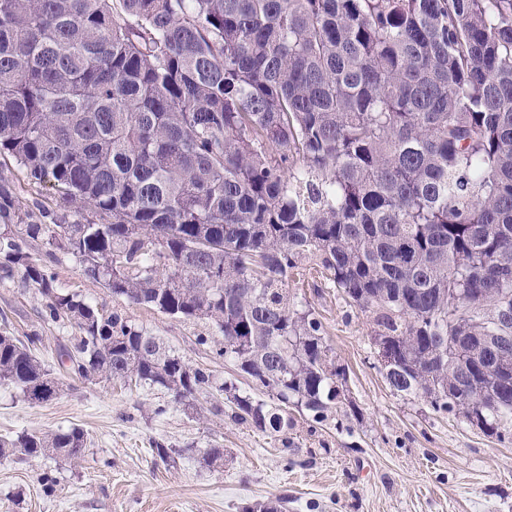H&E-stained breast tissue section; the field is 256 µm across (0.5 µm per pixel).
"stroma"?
<instances>
[{
  "label": "stroma",
  "mask_w": 512,
  "mask_h": 512,
  "mask_svg": "<svg viewBox=\"0 0 512 512\" xmlns=\"http://www.w3.org/2000/svg\"><path fill=\"white\" fill-rule=\"evenodd\" d=\"M1 178L14 187L23 222L98 219L88 209L65 214L58 195L30 184L6 155ZM28 251L57 288L163 338L189 365L234 383L238 394L269 401L265 389L216 355L222 337L208 321L178 320L113 296L58 241H34ZM288 290L320 318L336 365L347 373L346 402L322 424L294 413L291 429L271 435L236 422L223 395L190 408L158 388L65 377L58 353L74 326L46 320L37 290L0 271V331L38 337V356L64 380L43 404L0 386V436L76 426L88 438L77 461L21 452L0 458V512H247L280 498L285 512H512V443L437 415L423 399L393 394L371 343L378 331L372 315L327 281L292 275ZM202 336L208 344H199ZM158 442L176 449V458H160ZM214 445L224 459L210 465L204 453Z\"/></svg>",
  "instance_id": "stroma-1"
}]
</instances>
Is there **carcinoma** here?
Listing matches in <instances>:
<instances>
[{"mask_svg": "<svg viewBox=\"0 0 512 512\" xmlns=\"http://www.w3.org/2000/svg\"><path fill=\"white\" fill-rule=\"evenodd\" d=\"M103 222L68 240L112 295L207 320L218 356L278 405L232 395L261 432L326 422L347 382L288 292L316 266L373 315L385 381L512 440V0H0V153ZM0 185V254L78 329L73 377L232 390L117 313L56 288ZM36 336L0 334V386L63 381ZM79 428L0 439V457L83 456Z\"/></svg>", "mask_w": 512, "mask_h": 512, "instance_id": "1", "label": "carcinoma"}]
</instances>
